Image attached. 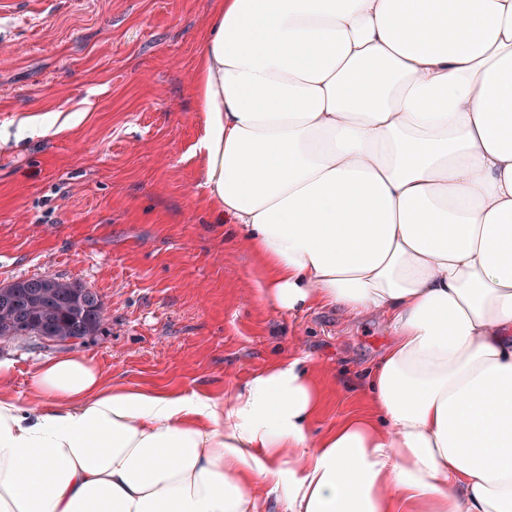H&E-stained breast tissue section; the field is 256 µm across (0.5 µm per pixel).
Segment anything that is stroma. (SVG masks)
I'll return each mask as SVG.
<instances>
[{"label": "stroma", "instance_id": "35a3bbf8", "mask_svg": "<svg viewBox=\"0 0 512 512\" xmlns=\"http://www.w3.org/2000/svg\"><path fill=\"white\" fill-rule=\"evenodd\" d=\"M5 2L0 287L77 280L106 311L79 345L0 339L10 394L27 401L39 362L81 352L118 384L222 398L294 354L322 386L314 434L358 407L386 318L263 305L245 244L203 203L193 75L214 0Z\"/></svg>", "mask_w": 512, "mask_h": 512}]
</instances>
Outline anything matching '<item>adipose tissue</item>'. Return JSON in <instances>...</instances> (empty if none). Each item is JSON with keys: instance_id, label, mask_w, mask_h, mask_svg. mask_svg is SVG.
Masks as SVG:
<instances>
[{"instance_id": "obj_1", "label": "adipose tissue", "mask_w": 512, "mask_h": 512, "mask_svg": "<svg viewBox=\"0 0 512 512\" xmlns=\"http://www.w3.org/2000/svg\"><path fill=\"white\" fill-rule=\"evenodd\" d=\"M215 223L293 313L388 316L321 436L303 358L225 399L0 362V512H512V0H217L194 72Z\"/></svg>"}]
</instances>
